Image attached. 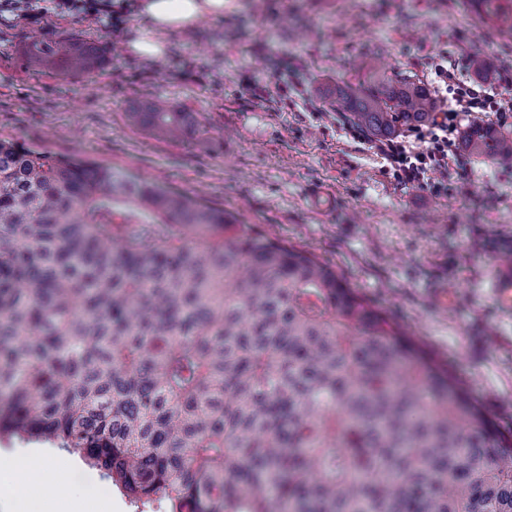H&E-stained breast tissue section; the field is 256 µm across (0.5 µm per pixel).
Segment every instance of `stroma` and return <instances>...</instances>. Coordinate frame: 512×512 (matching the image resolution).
Listing matches in <instances>:
<instances>
[{
    "instance_id": "obj_1",
    "label": "stroma",
    "mask_w": 512,
    "mask_h": 512,
    "mask_svg": "<svg viewBox=\"0 0 512 512\" xmlns=\"http://www.w3.org/2000/svg\"><path fill=\"white\" fill-rule=\"evenodd\" d=\"M52 12L30 24L0 15V137L120 167L224 209L275 241L329 263L434 357L448 363L502 432L512 431V314L490 296L493 261L512 255V183L496 163L459 153L428 187L402 186L368 134L353 137L324 90L377 56L388 70L433 78L448 54L512 73V40L461 0H230L223 16L162 34L147 59L126 44L142 23ZM108 46L103 69L64 77L25 68L31 36ZM314 110L286 104L281 61ZM161 97L192 124L172 141L137 124L132 105ZM333 200L314 210L311 188Z\"/></svg>"
}]
</instances>
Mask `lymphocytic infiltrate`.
Wrapping results in <instances>:
<instances>
[{"label":"lymphocytic infiltrate","instance_id":"obj_1","mask_svg":"<svg viewBox=\"0 0 512 512\" xmlns=\"http://www.w3.org/2000/svg\"><path fill=\"white\" fill-rule=\"evenodd\" d=\"M62 9L97 14L116 24L123 23L128 13L126 5L112 0H0V13L32 21ZM433 81L439 95L432 119L376 146L393 178L405 185L421 186L429 173L447 172L449 160L458 155L464 121L492 114L503 123L512 116V98H505L496 85L460 80L458 65L449 58L435 66Z\"/></svg>","mask_w":512,"mask_h":512}]
</instances>
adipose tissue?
<instances>
[{"label":"adipose tissue","instance_id":"1","mask_svg":"<svg viewBox=\"0 0 512 512\" xmlns=\"http://www.w3.org/2000/svg\"><path fill=\"white\" fill-rule=\"evenodd\" d=\"M228 0H140L138 12L143 16L147 28L132 38L129 49L138 56L158 58L165 52L161 34L179 32L193 27L198 21L220 16ZM0 467L9 472L14 480L13 494L1 499L10 512H28L31 502H39L40 512H108L109 502L86 495L81 499L69 497L70 462L67 456L59 455L46 461L31 455L30 451H17L0 462ZM48 473L54 497L44 496L40 486L33 484L32 471Z\"/></svg>","mask_w":512,"mask_h":512}]
</instances>
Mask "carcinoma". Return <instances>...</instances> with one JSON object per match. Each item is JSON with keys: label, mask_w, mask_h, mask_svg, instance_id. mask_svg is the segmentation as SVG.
Returning <instances> with one entry per match:
<instances>
[{"label": "carcinoma", "mask_w": 512, "mask_h": 512, "mask_svg": "<svg viewBox=\"0 0 512 512\" xmlns=\"http://www.w3.org/2000/svg\"><path fill=\"white\" fill-rule=\"evenodd\" d=\"M512 39V0H463ZM90 74L105 49L34 39ZM339 111L378 138L432 90L367 60ZM181 138L189 113L137 103ZM465 149L512 165V132ZM77 454L144 512H512V440L464 381L313 255L128 172L0 138V438Z\"/></svg>", "instance_id": "cac0c4a2"}]
</instances>
